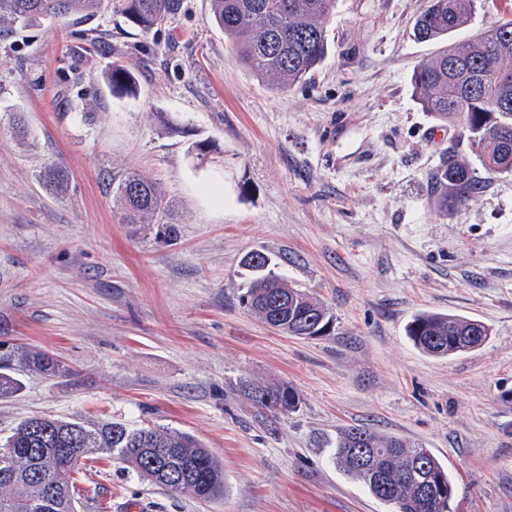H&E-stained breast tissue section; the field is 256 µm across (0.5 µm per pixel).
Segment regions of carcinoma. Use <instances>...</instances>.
Segmentation results:
<instances>
[{
  "mask_svg": "<svg viewBox=\"0 0 512 512\" xmlns=\"http://www.w3.org/2000/svg\"><path fill=\"white\" fill-rule=\"evenodd\" d=\"M179 0H112V10L129 25L149 33L166 21ZM473 0H428L414 24V36L439 45L414 74V91L423 110L441 122L459 126L472 152L489 174L512 173V20L475 37L455 40L468 27ZM336 0H210L209 22L224 32L241 62L263 83L288 92L311 79L329 50L327 23ZM105 7V0H0V33L27 27L45 16L79 20ZM112 92L136 94L133 75L114 67L107 75ZM46 184L58 195L67 177L53 164ZM433 193L443 207H462L481 192L482 181L469 162L454 152L444 155L431 175ZM125 224H162L169 241L177 237L165 221L167 202L160 187L139 173L125 175L114 191ZM242 266L250 274L239 302L274 329L291 336H322L331 323L327 309L288 284L266 266L256 250ZM408 336L424 354L445 358L471 351L490 329L461 316L422 313ZM19 364L53 377L70 370L45 352L26 351ZM244 390L272 417L296 409L299 394L286 384L246 383ZM373 464L357 463L362 451ZM107 452L139 477L173 492L214 498L224 491L221 464L196 436L155 426L119 421L89 423L81 418L34 416L20 421L0 446V512H78L82 504L77 478L95 455ZM159 460L174 479L149 476ZM336 465L363 483L391 512H452L455 483L429 449L400 437H382L361 427L344 430L334 453Z\"/></svg>",
  "mask_w": 512,
  "mask_h": 512,
  "instance_id": "1",
  "label": "carcinoma"
}]
</instances>
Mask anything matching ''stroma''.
<instances>
[{
  "instance_id": "stroma-1",
  "label": "stroma",
  "mask_w": 512,
  "mask_h": 512,
  "mask_svg": "<svg viewBox=\"0 0 512 512\" xmlns=\"http://www.w3.org/2000/svg\"><path fill=\"white\" fill-rule=\"evenodd\" d=\"M425 6L336 0L328 57L285 93L243 67L208 0H181L147 34L105 9L0 38V367L21 382L0 397V438L31 416L110 419L192 433L224 467L223 494L200 501L103 453L79 476L84 512H388L333 461L352 426L429 448L454 512H512V174L484 175L456 209L432 193L442 155L472 152L454 128L429 138L439 123L413 92L435 50L413 36ZM116 64L136 97L110 91ZM52 163L66 195L43 182ZM132 170L160 186L176 241L121 223L112 189ZM252 250L326 305L327 335L239 305ZM423 311L491 334L427 356L406 336ZM24 350L71 375L19 367ZM246 381L300 403L262 414Z\"/></svg>"
}]
</instances>
